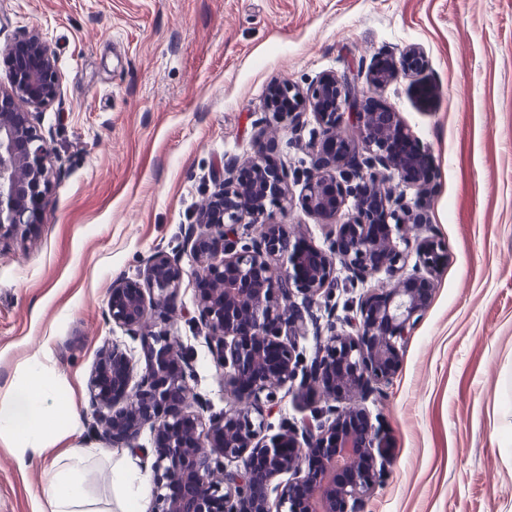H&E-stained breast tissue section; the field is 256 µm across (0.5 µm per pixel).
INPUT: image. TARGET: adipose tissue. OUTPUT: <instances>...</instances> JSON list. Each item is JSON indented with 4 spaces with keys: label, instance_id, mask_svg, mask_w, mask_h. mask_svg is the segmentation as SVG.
Returning a JSON list of instances; mask_svg holds the SVG:
<instances>
[{
    "label": "adipose tissue",
    "instance_id": "ef3b65f1",
    "mask_svg": "<svg viewBox=\"0 0 512 512\" xmlns=\"http://www.w3.org/2000/svg\"><path fill=\"white\" fill-rule=\"evenodd\" d=\"M51 361V352L46 348L27 357L22 381L12 382L0 398V438H7L18 448V466L23 470L32 465L33 454L45 453L53 446L59 411H66L68 426L77 422L74 403L60 401L65 383L52 375ZM100 454L97 448L75 446L54 463L46 489L49 512H140L150 487L147 474L113 467L115 505L103 504L91 495L87 467Z\"/></svg>",
    "mask_w": 512,
    "mask_h": 512
}]
</instances>
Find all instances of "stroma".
<instances>
[{"mask_svg": "<svg viewBox=\"0 0 512 512\" xmlns=\"http://www.w3.org/2000/svg\"><path fill=\"white\" fill-rule=\"evenodd\" d=\"M32 33L61 75L58 100L34 113L58 175L39 223L0 243V389L51 349L80 415L52 451L101 449L95 496L111 499L115 462L147 474L153 462L88 430L101 348L140 353L104 318L113 280L179 251L215 171L261 145L289 174L290 202L270 220L328 248L329 220L300 203L318 126L271 122L263 103L276 83L331 73L389 106L428 154L434 182L383 189L421 200L420 236L448 245L396 373L364 404L391 457L365 512H512V0H0V57ZM411 48L421 71L369 85L375 62ZM181 265L169 330L194 360V393L219 413L234 397L188 318L200 289L189 254ZM365 290L342 280L313 305L319 326H343ZM16 455L1 439L0 512H46L48 465L22 471Z\"/></svg>", "mask_w": 512, "mask_h": 512, "instance_id": "1", "label": "stroma"}]
</instances>
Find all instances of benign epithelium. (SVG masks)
Instances as JSON below:
<instances>
[{"label": "benign epithelium", "instance_id": "obj_1", "mask_svg": "<svg viewBox=\"0 0 512 512\" xmlns=\"http://www.w3.org/2000/svg\"><path fill=\"white\" fill-rule=\"evenodd\" d=\"M11 92L0 91V240L38 223L56 171L50 150L21 100L36 107L60 94L61 76L51 48L36 35L7 53ZM424 66L416 51L404 53L401 70ZM308 106L320 126L313 145L320 174L307 177L302 207L334 217L328 249L302 247L294 229L265 219L267 206L288 202V171L269 165L262 153L245 164L253 180L232 186L218 176L214 199L184 230V248L197 264L201 292L194 322L224 368V387L236 405L204 419L190 381L193 361L177 352L158 328L174 311L183 281L180 258L156 251L144 282L118 278L105 309L108 321L140 339L144 374L131 385L134 358L117 344L105 346L89 381L91 431L100 439L139 448L149 429L154 446L153 512H363L382 475L386 456L379 431L358 404L389 383L400 348L427 306L428 277L448 254L441 240L427 236L411 245L408 228L427 223L418 202L404 198L383 207L373 184L414 177L416 161L389 149L393 138L409 139L395 113L373 109L355 84L325 75L306 92L280 83L265 101L273 119L291 123ZM253 224L257 237L239 244L238 226ZM416 248L415 276L386 288L372 286L356 305L350 330L328 328L312 361L297 338L317 327L311 302L330 296L343 270L362 284L381 272L397 276ZM152 303H146V294ZM288 387L312 405L301 425L271 433L276 390ZM286 475L288 479L279 480Z\"/></svg>", "mask_w": 512, "mask_h": 512}]
</instances>
